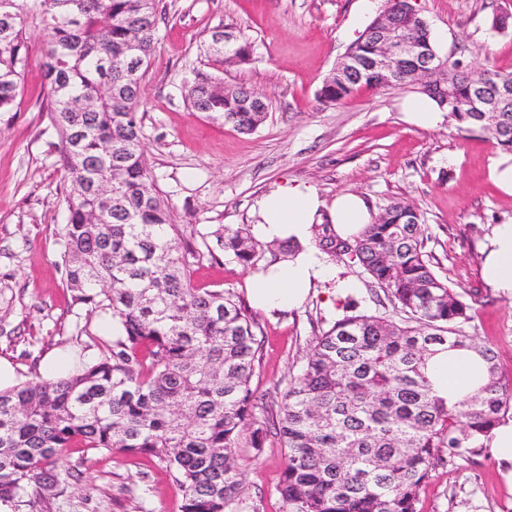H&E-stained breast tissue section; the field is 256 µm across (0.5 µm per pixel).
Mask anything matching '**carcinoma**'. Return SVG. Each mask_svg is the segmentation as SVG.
I'll use <instances>...</instances> for the list:
<instances>
[{"mask_svg":"<svg viewBox=\"0 0 512 512\" xmlns=\"http://www.w3.org/2000/svg\"><path fill=\"white\" fill-rule=\"evenodd\" d=\"M385 16L405 21L420 54L434 58L432 71L424 77L418 61L402 59L386 79L364 69L329 77L318 102L337 104L362 87L410 88L460 131H489L512 153V107H459L475 84L512 83V72L476 75L441 60L410 0H386L345 56H364ZM34 18L71 183L61 229L67 285L75 303L111 315L116 332L96 360L64 377L0 389V501L22 512L76 484L79 474L55 463L81 444L159 459L181 487L182 512H232L243 493L238 449L276 437L287 449L283 512H418L443 449L466 448L512 416V380L498 374L491 347L463 333L473 300L435 270L421 214L394 200L352 240L328 222L311 226L322 253L364 267L392 315L352 303L353 313L315 337L281 399L264 400L252 388L263 346L256 315L233 289L194 283L205 261L267 270L253 225L207 227L198 244L186 242L146 164L139 109L161 41L156 0H0L1 114L17 110ZM182 92L195 111L241 133L268 112L252 91L207 72ZM439 346L477 353L487 382L463 399L438 396L426 364Z\"/></svg>","mask_w":512,"mask_h":512,"instance_id":"cac0c4a2","label":"carcinoma"}]
</instances>
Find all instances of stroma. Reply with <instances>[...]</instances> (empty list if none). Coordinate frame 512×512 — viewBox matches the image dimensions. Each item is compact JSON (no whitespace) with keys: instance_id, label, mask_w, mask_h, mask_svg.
<instances>
[{"instance_id":"1","label":"stroma","mask_w":512,"mask_h":512,"mask_svg":"<svg viewBox=\"0 0 512 512\" xmlns=\"http://www.w3.org/2000/svg\"><path fill=\"white\" fill-rule=\"evenodd\" d=\"M430 23L440 57L480 71H512V28L495 32L493 15L512 0H413ZM359 0H160L163 39L144 79L146 159L184 231L249 224L259 197L291 179L326 201L352 192L371 215L395 199L424 217L427 251L437 272L474 300L466 335L490 346L512 377V298L479 277L480 245L495 225L512 224V194L493 179L501 152L488 135L458 131L453 120L423 129L404 121L407 89H362L335 105L316 94L347 47L367 26ZM233 25L252 45L248 63L204 57L214 28ZM31 63L17 111L0 115V363L11 384L44 377L53 362L71 366L111 339L110 316L74 303L66 287L60 235L67 183L59 137L46 112L40 66L43 33L27 29ZM263 94L266 121L243 134L194 111L181 92L190 69ZM252 270L236 262L203 263L196 284L247 297ZM335 284L316 283L294 311L259 314L262 362L253 386L281 394L315 336L346 313L331 301ZM243 503L236 512H282L285 450L279 439L261 454L242 449ZM59 464L78 484L48 493L44 512H180L182 492L164 464L73 446ZM484 444L435 461L419 512H512V478Z\"/></svg>"}]
</instances>
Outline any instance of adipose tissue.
<instances>
[{
	"label": "adipose tissue",
	"mask_w": 512,
	"mask_h": 512,
	"mask_svg": "<svg viewBox=\"0 0 512 512\" xmlns=\"http://www.w3.org/2000/svg\"><path fill=\"white\" fill-rule=\"evenodd\" d=\"M258 215L259 221L253 228L258 239H289L301 245L288 260L253 277L249 303L266 312L292 309L302 303L315 280L336 279V270L326 266L320 251L309 243L312 225L330 222L341 237L350 238L370 221L367 206L358 195L343 193L328 204L313 186L288 180L259 200ZM481 277L488 287L512 297V224L495 227L485 247ZM428 366L437 390L443 395L471 393L483 376L481 366L470 352L442 351L430 359Z\"/></svg>",
	"instance_id": "obj_1"
}]
</instances>
